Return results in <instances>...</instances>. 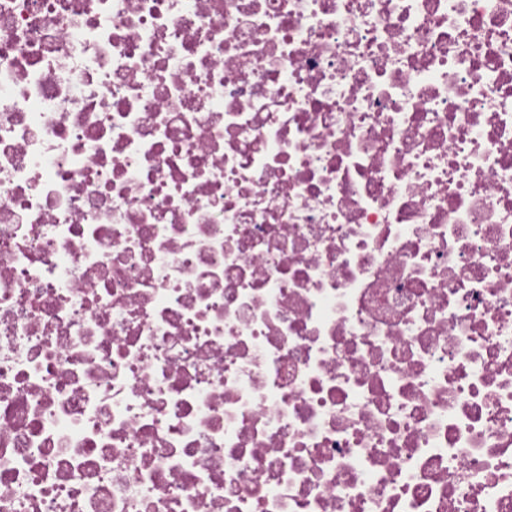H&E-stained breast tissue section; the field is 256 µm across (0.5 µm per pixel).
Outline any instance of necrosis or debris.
I'll use <instances>...</instances> for the list:
<instances>
[{
	"label": "necrosis or debris",
	"instance_id": "4bbe7bcc",
	"mask_svg": "<svg viewBox=\"0 0 512 512\" xmlns=\"http://www.w3.org/2000/svg\"><path fill=\"white\" fill-rule=\"evenodd\" d=\"M0 512H512V0H0Z\"/></svg>",
	"mask_w": 512,
	"mask_h": 512
}]
</instances>
